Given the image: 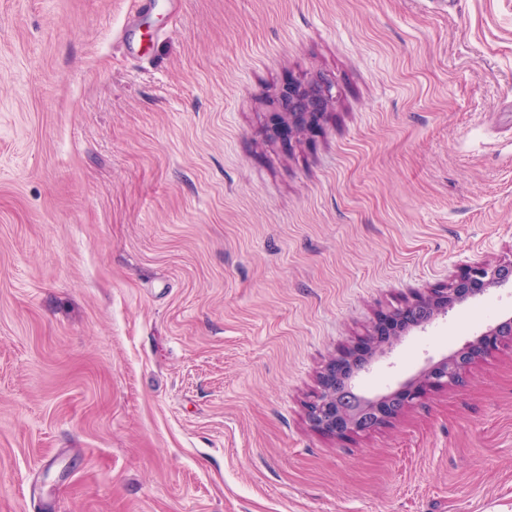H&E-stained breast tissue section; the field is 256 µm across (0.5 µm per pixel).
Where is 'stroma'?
<instances>
[{
	"mask_svg": "<svg viewBox=\"0 0 512 512\" xmlns=\"http://www.w3.org/2000/svg\"><path fill=\"white\" fill-rule=\"evenodd\" d=\"M510 261L512 0H0V512H512V338L373 429L308 415ZM509 317L467 299L355 390ZM324 87L309 91L301 85L289 89L281 99V105L289 119L294 124L301 126L320 114L318 104H322L325 96L331 90V85L322 82ZM512 272V263L508 266L478 264L464 274L448 282V286L435 292L431 296L420 297L404 310L399 312L402 318L398 322L404 325L406 322H413L417 326L429 323L440 313H447L456 304L463 302L469 297H475L488 291L490 288H497L507 283L501 273ZM414 315L420 318L415 319Z\"/></svg>",
	"mask_w": 512,
	"mask_h": 512,
	"instance_id": "obj_1",
	"label": "stroma"
}]
</instances>
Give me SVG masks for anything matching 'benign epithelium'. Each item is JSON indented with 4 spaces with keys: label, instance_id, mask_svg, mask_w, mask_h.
<instances>
[{
    "label": "benign epithelium",
    "instance_id": "7a95c632",
    "mask_svg": "<svg viewBox=\"0 0 512 512\" xmlns=\"http://www.w3.org/2000/svg\"><path fill=\"white\" fill-rule=\"evenodd\" d=\"M330 90L331 85L327 83L314 91L299 85L283 95L282 108L291 122L301 126L319 115V104L323 103ZM505 271L512 272V263L507 266L475 265L449 281L446 288L431 296L420 297L400 311V322H412L418 326L427 324L438 314L447 312L467 298L507 283L501 276ZM501 336H512L511 317L481 333L458 353L433 364L421 381L403 386L398 392L401 404L405 405L418 398L426 385L458 380L466 369L465 359L492 351ZM353 376V372L338 375L334 368L324 376L321 393L309 405V417L315 427L328 433L345 434L364 430L363 415L367 411L382 420L389 415L386 404L393 401V398L385 396L372 400L355 393L351 385Z\"/></svg>",
    "mask_w": 512,
    "mask_h": 512
}]
</instances>
